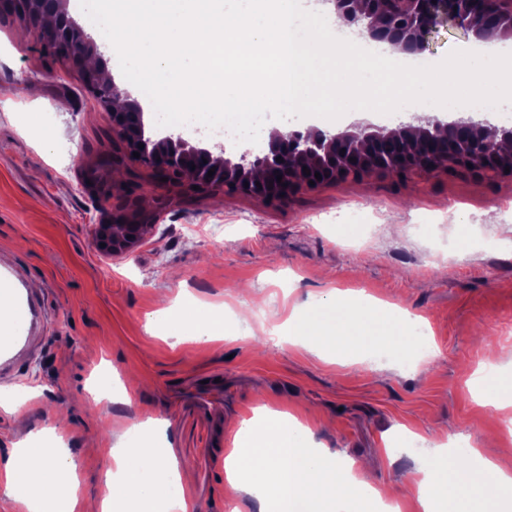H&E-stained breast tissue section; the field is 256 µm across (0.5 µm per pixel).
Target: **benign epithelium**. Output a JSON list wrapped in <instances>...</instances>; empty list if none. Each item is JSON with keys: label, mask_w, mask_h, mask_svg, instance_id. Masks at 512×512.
<instances>
[{"label": "benign epithelium", "mask_w": 512, "mask_h": 512, "mask_svg": "<svg viewBox=\"0 0 512 512\" xmlns=\"http://www.w3.org/2000/svg\"><path fill=\"white\" fill-rule=\"evenodd\" d=\"M344 20L361 27L373 41L388 42L411 56L422 54L428 40L440 27L456 25L473 35L478 43L489 44L512 38V0H327ZM56 17L66 23L71 41V59L101 55V45L87 34L64 9ZM128 107L107 113L113 138L125 149V157L152 169L172 185H196L201 191L257 196L269 205L287 202L299 189L341 181L350 175L375 172L398 176L411 169L427 172L438 169H472L480 172L503 160L512 168V131L499 133L487 122L460 116L442 122L434 116L416 113L395 128L372 125L332 134L318 127L304 131H275L263 155L244 151L238 160L214 162L208 148L189 144L172 134L159 138L146 135L143 107L130 93ZM393 139L403 146V154L383 166L372 163V147ZM140 153L136 158L133 153ZM214 175H208L210 169ZM309 169L310 174L303 173ZM321 179H315V173ZM282 182H277V176ZM314 184H309V181ZM267 186L261 194L256 184ZM154 228L152 220L131 222L114 213L93 225L91 244L105 255L134 253Z\"/></svg>", "instance_id": "benign-epithelium-1"}]
</instances>
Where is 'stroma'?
Returning a JSON list of instances; mask_svg holds the SVG:
<instances>
[{"label": "stroma", "instance_id": "obj_1", "mask_svg": "<svg viewBox=\"0 0 512 512\" xmlns=\"http://www.w3.org/2000/svg\"><path fill=\"white\" fill-rule=\"evenodd\" d=\"M80 68L44 55L35 31L0 20V282L32 298L37 319L0 382V460L29 433L55 430L78 494L108 493L107 453L134 418L163 420L190 465L201 512H257L230 496L224 459L266 405L296 415L310 445L401 484L433 442L471 436L512 469V436L478 406L471 373L512 371V172L410 171L348 177L271 206L244 194L163 185L127 163L155 229L129 256L90 245L100 220L83 181L119 148ZM476 246H453L461 233ZM362 290L424 316L429 361L406 370L325 362L288 343L294 306L329 287ZM219 305L237 338L216 347L170 335L188 303ZM128 401L93 408L103 367Z\"/></svg>", "mask_w": 512, "mask_h": 512}]
</instances>
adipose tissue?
I'll list each match as a JSON object with an SVG mask.
<instances>
[{
    "label": "adipose tissue",
    "mask_w": 512,
    "mask_h": 512,
    "mask_svg": "<svg viewBox=\"0 0 512 512\" xmlns=\"http://www.w3.org/2000/svg\"><path fill=\"white\" fill-rule=\"evenodd\" d=\"M289 323L317 342L329 345L330 364L364 363L381 352L407 348L415 320L395 306L362 292L331 289L313 314L292 310ZM194 340L224 335V321L196 307L185 309L174 325ZM138 446L110 448L113 467L106 473L111 498L93 501L77 493L72 462L65 449L41 447L37 439L20 442L0 481L9 495L24 500L29 512H186L184 489L191 468L179 464L153 439L154 419L129 422ZM246 444L224 460L232 493L250 492L258 512H355L363 502L414 499L417 512H440L452 500L456 512H512V471L482 456L471 440L457 449V467L436 455L391 489L355 476L356 461L333 460L306 446L308 428L290 413L260 407L241 428Z\"/></svg>",
    "instance_id": "adipose-tissue-1"
}]
</instances>
